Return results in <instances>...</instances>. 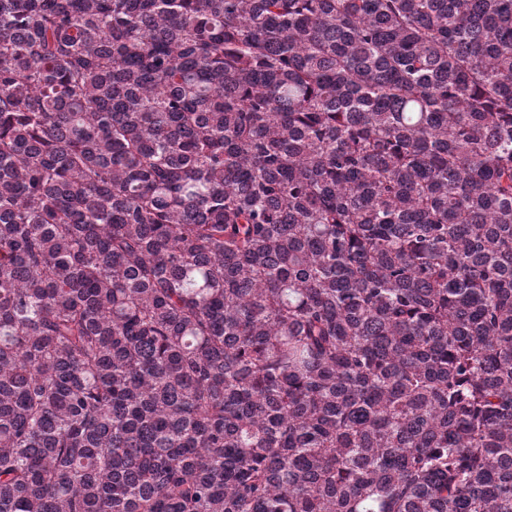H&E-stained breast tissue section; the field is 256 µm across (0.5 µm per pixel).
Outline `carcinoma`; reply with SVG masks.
<instances>
[{
    "label": "carcinoma",
    "instance_id": "1",
    "mask_svg": "<svg viewBox=\"0 0 512 512\" xmlns=\"http://www.w3.org/2000/svg\"><path fill=\"white\" fill-rule=\"evenodd\" d=\"M0 512H512V0H0Z\"/></svg>",
    "mask_w": 512,
    "mask_h": 512
}]
</instances>
